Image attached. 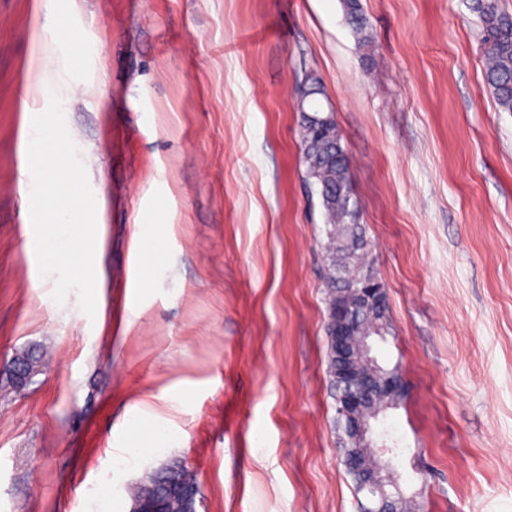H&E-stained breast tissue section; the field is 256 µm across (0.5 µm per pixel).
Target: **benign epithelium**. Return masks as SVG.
<instances>
[{"label":"benign epithelium","instance_id":"benign-epithelium-1","mask_svg":"<svg viewBox=\"0 0 512 512\" xmlns=\"http://www.w3.org/2000/svg\"><path fill=\"white\" fill-rule=\"evenodd\" d=\"M350 311L345 304L336 308V326L332 330L333 340L338 354L336 374L339 375L344 388L342 396V412L346 417V431L354 439L359 448H375L376 441L370 420L362 412L366 401L383 388L391 391L404 392L402 378L395 373L379 381L369 374L356 371L349 364ZM0 373L12 378L17 387L27 385L28 377L23 373L20 359L11 358V364L0 368ZM347 471L357 480L358 490L364 492L365 501L360 503L361 512H397V499L387 492V486L393 483V474L388 466L383 465L373 471L362 468L357 453L345 451L341 453ZM130 512H164L158 497H148L132 501Z\"/></svg>","mask_w":512,"mask_h":512}]
</instances>
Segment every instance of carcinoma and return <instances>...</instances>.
Returning a JSON list of instances; mask_svg holds the SVG:
<instances>
[{
	"label": "carcinoma",
	"instance_id": "1",
	"mask_svg": "<svg viewBox=\"0 0 512 512\" xmlns=\"http://www.w3.org/2000/svg\"><path fill=\"white\" fill-rule=\"evenodd\" d=\"M347 19L363 46L371 47L368 22L359 0H343ZM473 10L482 23V43L486 57L485 80L498 105L512 112V15L501 9L499 0H474ZM313 104L302 112V163L309 184L316 188L324 210L327 242L324 245L325 335H330L336 303L349 292L352 283L366 279L371 270L369 241L361 224L360 207L353 192L352 172L342 135L333 113L319 114ZM387 300L375 304L354 305V345L380 326L375 335L390 334ZM400 399L394 393L370 402L366 412L385 413L395 409ZM172 498L187 487H196V477L180 460H170L154 470L133 489L138 497L148 486Z\"/></svg>",
	"mask_w": 512,
	"mask_h": 512
}]
</instances>
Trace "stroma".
Masks as SVG:
<instances>
[{
  "mask_svg": "<svg viewBox=\"0 0 512 512\" xmlns=\"http://www.w3.org/2000/svg\"><path fill=\"white\" fill-rule=\"evenodd\" d=\"M76 0L91 73L64 109L106 205L105 306L56 304L31 247L26 137L46 0H0V512H129L171 458L197 512H358L336 446L306 76L332 106L407 393L374 424L413 512H512V112L473 0ZM164 257L140 288L137 224ZM163 417L169 439L138 423ZM343 5L347 19L359 35L363 46L371 47L372 39L368 34V22L360 9L359 0H343ZM195 475L180 460H170L154 470L148 477L133 489V499L140 496L144 489L154 484L156 491L172 498L187 487L197 491Z\"/></svg>",
  "mask_w": 512,
  "mask_h": 512,
  "instance_id": "stroma-1",
  "label": "stroma"
}]
</instances>
